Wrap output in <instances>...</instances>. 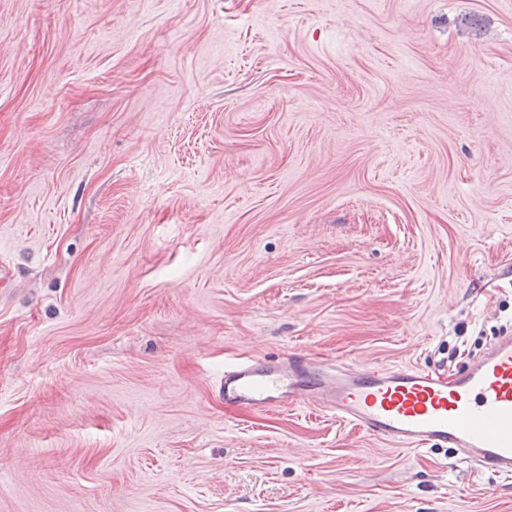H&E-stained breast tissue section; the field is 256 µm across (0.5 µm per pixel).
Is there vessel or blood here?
Masks as SVG:
<instances>
[{
  "instance_id": "vessel-or-blood-1",
  "label": "vessel or blood",
  "mask_w": 512,
  "mask_h": 512,
  "mask_svg": "<svg viewBox=\"0 0 512 512\" xmlns=\"http://www.w3.org/2000/svg\"><path fill=\"white\" fill-rule=\"evenodd\" d=\"M303 404L394 446L453 448L494 475L512 477L511 335L452 380L414 366L382 369L301 352L224 369L227 408Z\"/></svg>"
}]
</instances>
